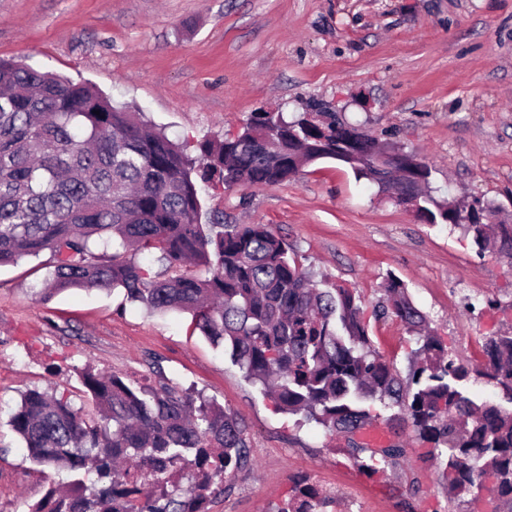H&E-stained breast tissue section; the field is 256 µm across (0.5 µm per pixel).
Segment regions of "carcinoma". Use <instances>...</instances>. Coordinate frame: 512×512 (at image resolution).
<instances>
[{"instance_id":"1","label":"carcinoma","mask_w":512,"mask_h":512,"mask_svg":"<svg viewBox=\"0 0 512 512\" xmlns=\"http://www.w3.org/2000/svg\"><path fill=\"white\" fill-rule=\"evenodd\" d=\"M100 114H95V111ZM252 112L236 134L197 145L198 156L149 129L141 113L117 107L91 85L0 59V266L49 253L45 296L68 288L119 289L147 310L191 315L193 329L222 345L278 410L348 439L344 452L371 477L406 456L400 443L354 441L371 423L362 403L399 408L419 456L441 470L448 500L486 490L495 512H512V408L474 402L464 384L494 386L512 405V334L489 336L469 369L390 277L376 315L392 314L417 334L406 375L372 345L354 292L315 287L294 249L267 224H202L199 184L229 189L278 185L303 166L332 159L378 192L418 200L431 224L457 222L437 200L432 167L378 168L361 146L336 155L350 125L324 112ZM465 234L512 265V224L485 220L472 204ZM146 252L161 271L135 260ZM88 414L66 396L28 389L10 425L36 464L67 470L31 512H207L224 477L248 464L246 427L190 389L91 371L80 374ZM178 472L187 481H167ZM325 493L294 482L276 512H323Z\"/></svg>"}]
</instances>
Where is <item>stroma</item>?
I'll return each instance as SVG.
<instances>
[{"label":"stroma","mask_w":512,"mask_h":512,"mask_svg":"<svg viewBox=\"0 0 512 512\" xmlns=\"http://www.w3.org/2000/svg\"><path fill=\"white\" fill-rule=\"evenodd\" d=\"M0 58L89 82L191 148L236 133L250 112L320 104L417 154L436 187L512 214V0H0ZM200 202L202 223L271 225L320 287L355 290L374 348L399 371L416 344L400 320L374 315L390 275L457 363L479 364L481 337L512 334V265L460 227L419 223L344 165L204 189ZM45 274L35 258L0 267V512H29L55 478L9 424L21 392L76 396L87 368L167 378L245 422L250 463L208 512H269L298 477L329 493L326 512H491L486 499L448 501L398 409L367 405L407 455L366 477L344 439L277 410L189 314L97 288L44 298Z\"/></svg>","instance_id":"35a3bbf8"}]
</instances>
